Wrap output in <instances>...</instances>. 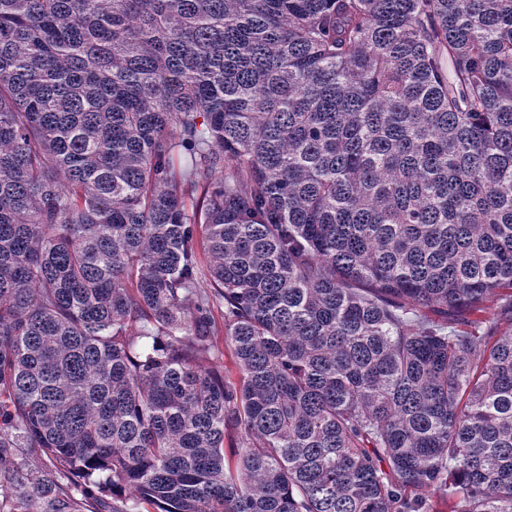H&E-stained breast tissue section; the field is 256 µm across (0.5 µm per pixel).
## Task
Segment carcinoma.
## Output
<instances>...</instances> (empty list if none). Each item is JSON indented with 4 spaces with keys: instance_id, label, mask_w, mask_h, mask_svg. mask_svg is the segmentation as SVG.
<instances>
[{
    "instance_id": "carcinoma-1",
    "label": "carcinoma",
    "mask_w": 512,
    "mask_h": 512,
    "mask_svg": "<svg viewBox=\"0 0 512 512\" xmlns=\"http://www.w3.org/2000/svg\"><path fill=\"white\" fill-rule=\"evenodd\" d=\"M149 508L512 512V0H0V512Z\"/></svg>"
}]
</instances>
